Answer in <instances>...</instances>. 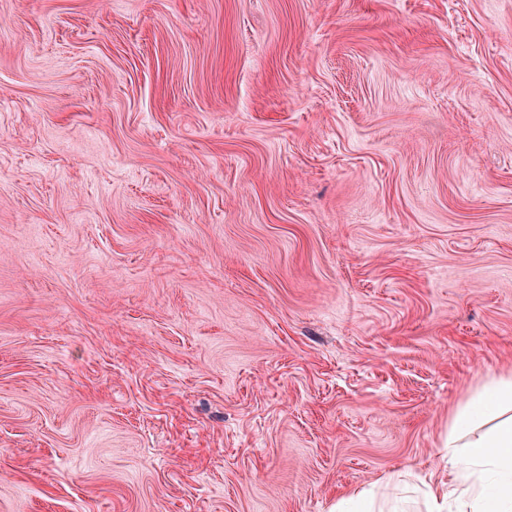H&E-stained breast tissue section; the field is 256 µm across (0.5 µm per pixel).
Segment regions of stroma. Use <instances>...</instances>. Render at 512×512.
<instances>
[{
	"mask_svg": "<svg viewBox=\"0 0 512 512\" xmlns=\"http://www.w3.org/2000/svg\"><path fill=\"white\" fill-rule=\"evenodd\" d=\"M512 374V0H0V512H330Z\"/></svg>",
	"mask_w": 512,
	"mask_h": 512,
	"instance_id": "35a3bbf8",
	"label": "stroma"
}]
</instances>
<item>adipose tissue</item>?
<instances>
[{
	"instance_id": "1",
	"label": "adipose tissue",
	"mask_w": 512,
	"mask_h": 512,
	"mask_svg": "<svg viewBox=\"0 0 512 512\" xmlns=\"http://www.w3.org/2000/svg\"><path fill=\"white\" fill-rule=\"evenodd\" d=\"M479 421L488 430L464 438ZM442 458L447 476L403 471L337 502L335 512H512V375L491 378L461 404Z\"/></svg>"
}]
</instances>
